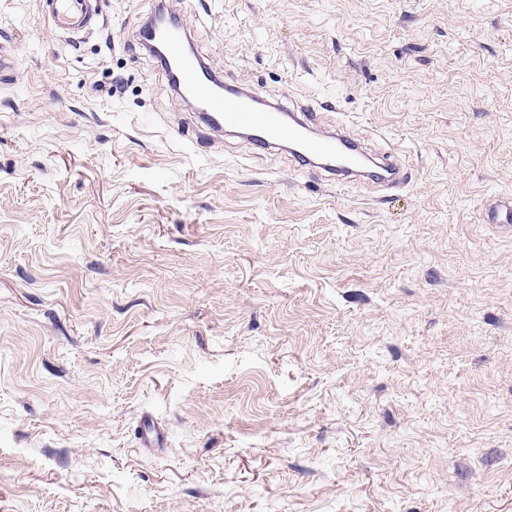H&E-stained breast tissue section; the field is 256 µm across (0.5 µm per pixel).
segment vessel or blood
<instances>
[{"label": "vessel or blood", "mask_w": 512, "mask_h": 512, "mask_svg": "<svg viewBox=\"0 0 512 512\" xmlns=\"http://www.w3.org/2000/svg\"><path fill=\"white\" fill-rule=\"evenodd\" d=\"M53 26L60 33H79L99 21L98 0H39ZM187 32L184 28L167 31L164 51L167 68L177 69L182 86L194 101L205 124L212 128L237 127L251 133L252 143L260 149L288 148L292 157L312 169L325 168V160L335 158L349 138L344 124L334 132L313 137L314 122L308 117L286 114L284 106L268 105L251 91L229 85L215 74L205 73L200 59L184 52ZM384 175L382 185L394 188L408 178V170L396 151L385 153L379 161ZM482 220L487 224H512V195L486 199Z\"/></svg>", "instance_id": "vessel-or-blood-1"}]
</instances>
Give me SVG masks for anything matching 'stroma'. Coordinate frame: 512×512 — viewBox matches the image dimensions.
I'll return each mask as SVG.
<instances>
[{
	"instance_id": "1",
	"label": "stroma",
	"mask_w": 512,
	"mask_h": 512,
	"mask_svg": "<svg viewBox=\"0 0 512 512\" xmlns=\"http://www.w3.org/2000/svg\"><path fill=\"white\" fill-rule=\"evenodd\" d=\"M0 0V512H512V0H168L197 55L402 152L379 193L197 132ZM160 428L145 447L141 428ZM481 215L484 224H512V195L489 197Z\"/></svg>"
}]
</instances>
